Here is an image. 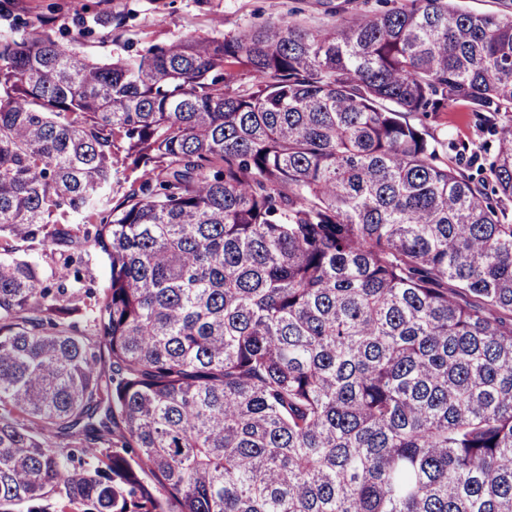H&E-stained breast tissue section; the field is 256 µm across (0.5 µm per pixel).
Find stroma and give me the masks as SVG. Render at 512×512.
Segmentation results:
<instances>
[{"label": "stroma", "mask_w": 512, "mask_h": 512, "mask_svg": "<svg viewBox=\"0 0 512 512\" xmlns=\"http://www.w3.org/2000/svg\"><path fill=\"white\" fill-rule=\"evenodd\" d=\"M350 14L381 11L380 0H0V28L25 33L42 19L53 21L58 33H89L76 46L78 57L108 60L150 44L193 33L221 38L261 26L291 13L312 22L329 19L338 6ZM124 19L113 29L112 15ZM445 141L476 150L496 138L484 129L465 106L457 104L434 117H417Z\"/></svg>", "instance_id": "35a3bbf8"}]
</instances>
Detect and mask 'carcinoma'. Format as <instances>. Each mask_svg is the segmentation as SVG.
Wrapping results in <instances>:
<instances>
[{
    "mask_svg": "<svg viewBox=\"0 0 512 512\" xmlns=\"http://www.w3.org/2000/svg\"><path fill=\"white\" fill-rule=\"evenodd\" d=\"M0 512H512V12L0 32ZM413 122L425 126L448 143L466 144L469 147L467 157L471 154V150H479V147L487 142L492 144V149L496 147L497 137L488 133L472 112H467L465 106L461 104L448 108L446 112L439 113L435 118L420 116L413 118Z\"/></svg>",
    "mask_w": 512,
    "mask_h": 512,
    "instance_id": "1",
    "label": "carcinoma"
}]
</instances>
